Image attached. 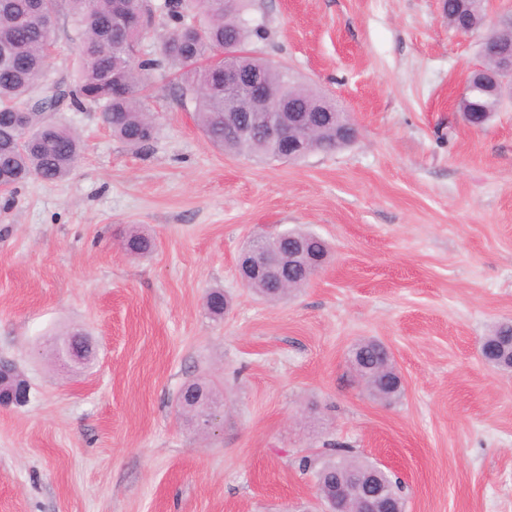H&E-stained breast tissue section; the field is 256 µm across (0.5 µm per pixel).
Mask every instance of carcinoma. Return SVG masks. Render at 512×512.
<instances>
[{
    "label": "carcinoma",
    "instance_id": "1",
    "mask_svg": "<svg viewBox=\"0 0 512 512\" xmlns=\"http://www.w3.org/2000/svg\"><path fill=\"white\" fill-rule=\"evenodd\" d=\"M483 0H444L448 26L466 27L474 33L482 29L486 15ZM118 0H0V184L15 190L28 177L37 175L48 182L64 179L81 151L78 134L50 118L56 93L44 84L47 63L46 39L39 22L41 11L60 12L67 6L72 25V41L79 50L77 68L63 80L71 107L80 112L89 105L100 109L105 126L133 149L144 150L158 130L146 105L147 79L151 71L168 64L176 68L181 103L190 102L195 120L206 140L214 147L240 155L274 158L265 134L241 137L224 130V64L242 73H255L270 84L289 81L293 101L304 112L316 113L326 106L321 94L293 77L289 69L273 66L246 53L245 47L261 37V29L246 23L249 0H237L224 13V0H173V31L163 44L160 57L131 62L141 32L152 22L150 2L134 3L132 22L120 27L116 19ZM235 44L228 62L212 63L213 53L224 43ZM503 98L481 89L471 77L458 107L462 112L492 116ZM319 151L336 149V132L325 128L313 138ZM126 252L144 256L155 247L154 240L139 228H132L122 240ZM289 288L281 291L270 282L252 279L247 288L269 301H279L305 287L315 274L311 267L284 266ZM229 306L224 291L213 289L205 295L209 315L219 318ZM495 349V365L512 361V322H503L482 338ZM353 368L367 389L384 383L395 384V367L382 342L368 339L351 350ZM27 384L13 369L3 376L0 393ZM179 407L186 421L219 405L216 386L195 381L183 387ZM374 463L354 454L348 447L329 449L328 457L303 460V468L315 469L317 497L354 472H368Z\"/></svg>",
    "mask_w": 512,
    "mask_h": 512
}]
</instances>
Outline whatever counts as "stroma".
I'll return each mask as SVG.
<instances>
[{
	"instance_id": "1",
	"label": "stroma",
	"mask_w": 512,
	"mask_h": 512,
	"mask_svg": "<svg viewBox=\"0 0 512 512\" xmlns=\"http://www.w3.org/2000/svg\"><path fill=\"white\" fill-rule=\"evenodd\" d=\"M248 16L251 51L349 113L356 141L297 161L219 150L165 69L146 150L97 108L54 112L78 161L0 195V360L31 387L0 407V512H310L300 461L337 443L385 465L407 512H512V373L479 353L512 322V98L480 129L457 107L481 34L449 29L443 0H251ZM132 225L151 254L120 247ZM291 228L331 259L270 302L238 258ZM75 330L89 366L53 356ZM367 338L393 351L392 403L351 367ZM201 379L223 410L206 434L177 407Z\"/></svg>"
}]
</instances>
